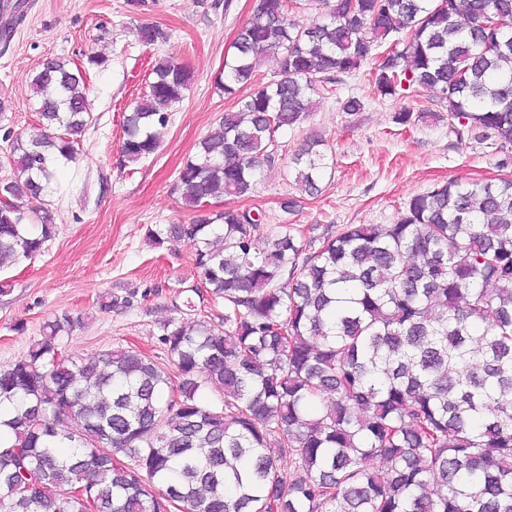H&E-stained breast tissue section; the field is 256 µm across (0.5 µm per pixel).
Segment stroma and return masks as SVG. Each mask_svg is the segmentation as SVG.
<instances>
[{"label":"stroma","instance_id":"35a3bbf8","mask_svg":"<svg viewBox=\"0 0 512 512\" xmlns=\"http://www.w3.org/2000/svg\"><path fill=\"white\" fill-rule=\"evenodd\" d=\"M257 0H37L16 36L0 42V177L10 172V139L38 125L30 79L43 58L107 56L105 67L89 72L88 110L76 162L57 174L48 208L54 235L42 255L0 271V366L28 351L42 324L62 313L78 318L62 341L66 354L84 359L117 347L163 357L159 322L184 316L177 303L199 285L193 246L179 242L154 249L145 242L147 226L188 221L174 191L178 173L195 156L199 142L234 100L224 98L215 77L239 28ZM159 25L167 43L147 48L138 25ZM171 55L186 63L194 81L176 104L158 151L137 163L124 162L120 145L123 115L142 97L154 57ZM357 97L362 108L343 112L339 98ZM426 97L378 100L366 73L350 79L338 95L326 96L308 119L279 138L283 164L265 170L253 196L228 197L224 207L265 211L278 223L288 199L300 201L290 220L322 236L326 227L394 223L412 196L457 179L482 182L512 179V164L491 141H457L446 124L400 126L394 112L428 108ZM312 135L322 136L334 156L331 175L317 197L300 196L288 175L287 159ZM121 299L100 310L99 295ZM24 322L25 332L13 329Z\"/></svg>","mask_w":512,"mask_h":512}]
</instances>
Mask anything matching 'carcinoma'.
I'll return each mask as SVG.
<instances>
[{
	"mask_svg": "<svg viewBox=\"0 0 512 512\" xmlns=\"http://www.w3.org/2000/svg\"><path fill=\"white\" fill-rule=\"evenodd\" d=\"M314 2L304 22L288 0H257L217 79L235 108L180 170L183 206L251 196L281 161L278 135L364 67L379 98L438 106L393 123L446 120L459 140L512 150V0ZM137 36L168 39L153 24ZM106 62L51 55L31 78L41 124L12 142L0 178V267L53 237L43 198L92 122L86 69ZM151 74L123 120L129 163L158 150L193 81L172 56ZM332 166L322 140H306L295 186L318 194ZM182 240L204 285L192 292L224 313L159 323L169 365L123 347L66 355L64 313L0 366V512H512V179L450 180L395 223L346 224L317 247L294 224L232 208L146 232L157 249ZM205 387L219 404L200 400Z\"/></svg>",
	"mask_w": 512,
	"mask_h": 512,
	"instance_id": "cac0c4a2",
	"label": "carcinoma"
}]
</instances>
